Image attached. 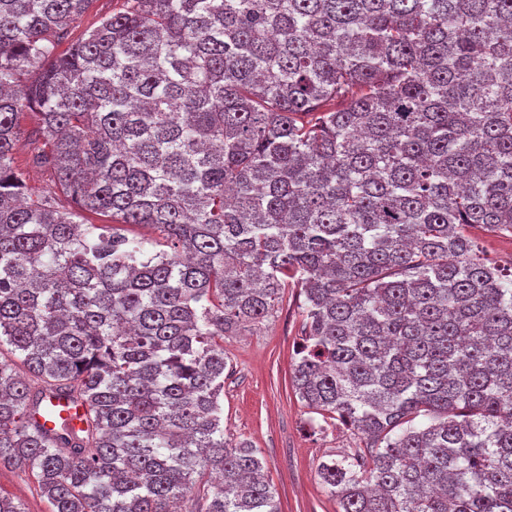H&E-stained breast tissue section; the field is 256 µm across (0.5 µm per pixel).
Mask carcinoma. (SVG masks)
Listing matches in <instances>:
<instances>
[{
	"label": "carcinoma",
	"instance_id": "1",
	"mask_svg": "<svg viewBox=\"0 0 512 512\" xmlns=\"http://www.w3.org/2000/svg\"><path fill=\"white\" fill-rule=\"evenodd\" d=\"M89 2L0 0V468L51 512H280L224 337L291 284L295 393L366 440L320 465L339 512H512V262L471 234L512 238V0H123L69 39ZM35 126L34 120L30 116H25L21 119V127L25 133L17 143L16 150L14 152L16 163L19 166L22 177L32 194L33 198L37 195H43L47 191L52 189V183L48 173L45 171L35 168L27 164L26 159L31 155L33 145L28 138L29 132Z\"/></svg>",
	"mask_w": 512,
	"mask_h": 512
}]
</instances>
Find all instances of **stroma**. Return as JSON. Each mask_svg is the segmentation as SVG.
<instances>
[{
	"mask_svg": "<svg viewBox=\"0 0 512 512\" xmlns=\"http://www.w3.org/2000/svg\"><path fill=\"white\" fill-rule=\"evenodd\" d=\"M34 126L23 117L25 131L15 159L32 195L51 190L48 173L27 164ZM297 288L282 292L276 313L224 339V433L248 441L267 462L281 512H339V505L318 476L321 462L338 459L363 446L353 429L338 420L311 417L296 395L290 372L302 344ZM0 491L21 501L27 512H50L46 498L22 472L0 469Z\"/></svg>",
	"mask_w": 512,
	"mask_h": 512,
	"instance_id": "stroma-1",
	"label": "stroma"
}]
</instances>
